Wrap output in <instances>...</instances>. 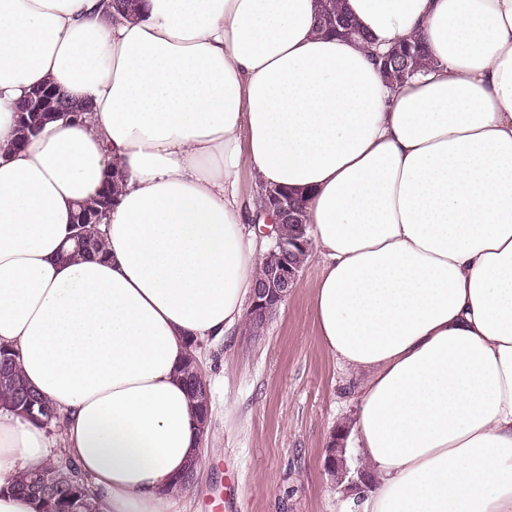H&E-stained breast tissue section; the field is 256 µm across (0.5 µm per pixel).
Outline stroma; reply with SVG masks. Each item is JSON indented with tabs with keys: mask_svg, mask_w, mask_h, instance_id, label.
<instances>
[{
	"mask_svg": "<svg viewBox=\"0 0 512 512\" xmlns=\"http://www.w3.org/2000/svg\"><path fill=\"white\" fill-rule=\"evenodd\" d=\"M319 255L261 335L246 329L199 353L205 378H224L194 486L168 512H354L324 467L336 424L353 423L359 378L322 347L312 292Z\"/></svg>",
	"mask_w": 512,
	"mask_h": 512,
	"instance_id": "1",
	"label": "stroma"
}]
</instances>
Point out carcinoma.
<instances>
[{
  "instance_id": "carcinoma-1",
  "label": "carcinoma",
  "mask_w": 512,
  "mask_h": 512,
  "mask_svg": "<svg viewBox=\"0 0 512 512\" xmlns=\"http://www.w3.org/2000/svg\"><path fill=\"white\" fill-rule=\"evenodd\" d=\"M145 0H102V7L109 18L134 15L139 12ZM317 27L330 34L352 36L360 34L351 16L342 7V0H321V12ZM373 60L381 73L391 84H401L415 75L426 64L425 50L421 40L403 42L384 53H373ZM119 191L118 176L105 181L96 198L81 204L74 217L78 232L86 240L75 250L73 257L94 259L104 250V242L93 231L89 219L101 220L112 205ZM278 197H266L265 206L272 210L279 220V238L291 245L293 250L279 248L268 252L259 265V280L266 278L268 269L282 261H288L302 268L312 253L313 242L305 224V201L284 188L276 189ZM179 367V373L191 397L196 400L201 424L207 423L203 409L208 407V385L201 373L194 343ZM31 390L23 378L16 361L15 352L0 346V404L17 414L38 423L46 429L60 427L62 415L43 395L35 403L22 400V393ZM14 488L27 495L38 505V512H97L93 494L80 479L76 468L50 463L42 470L23 474L16 480Z\"/></svg>"
}]
</instances>
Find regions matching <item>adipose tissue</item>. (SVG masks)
<instances>
[{
  "mask_svg": "<svg viewBox=\"0 0 512 512\" xmlns=\"http://www.w3.org/2000/svg\"><path fill=\"white\" fill-rule=\"evenodd\" d=\"M386 50L431 64L389 88L320 0H0V346L67 421L99 512H165L200 464L178 368L224 341L256 284L266 187L306 197L324 258L318 336L365 373L357 512H512V0H344ZM88 101L14 150L15 104ZM123 176L108 256L63 261L76 202ZM253 189L244 198L242 175ZM0 407V512L51 459ZM102 2L101 6L106 15L112 19L136 14L143 8L145 0H102Z\"/></svg>",
  "mask_w": 512,
  "mask_h": 512,
  "instance_id": "ef3b65f1",
  "label": "adipose tissue"
}]
</instances>
